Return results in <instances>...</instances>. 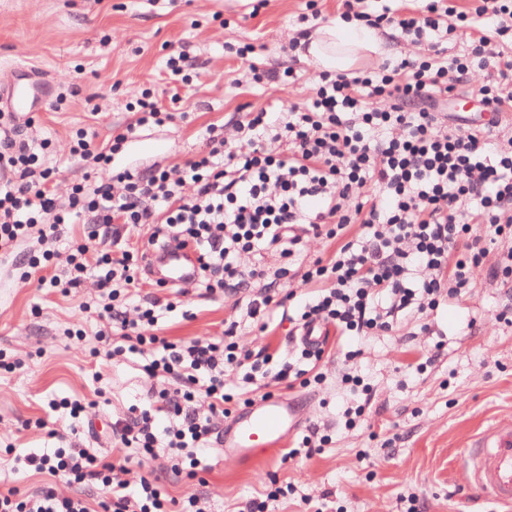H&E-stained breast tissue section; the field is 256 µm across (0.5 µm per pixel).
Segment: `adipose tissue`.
Instances as JSON below:
<instances>
[{
    "label": "adipose tissue",
    "instance_id": "1",
    "mask_svg": "<svg viewBox=\"0 0 512 512\" xmlns=\"http://www.w3.org/2000/svg\"><path fill=\"white\" fill-rule=\"evenodd\" d=\"M307 43L305 56L316 68L339 73L354 71L362 59L383 55L386 45L380 30L339 18L316 27Z\"/></svg>",
    "mask_w": 512,
    "mask_h": 512
}]
</instances>
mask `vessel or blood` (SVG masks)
I'll return each mask as SVG.
<instances>
[{
	"instance_id": "1",
	"label": "vessel or blood",
	"mask_w": 512,
	"mask_h": 512,
	"mask_svg": "<svg viewBox=\"0 0 512 512\" xmlns=\"http://www.w3.org/2000/svg\"><path fill=\"white\" fill-rule=\"evenodd\" d=\"M50 91L42 76L21 73L6 88H0V104L15 117L23 118L38 111ZM146 272L150 278L177 286L196 278L197 264L190 249L172 246L148 253ZM299 426L294 403L280 395L261 397L230 416L220 446L225 456L254 461L284 447ZM467 454L472 485L512 507V426L490 427L472 441Z\"/></svg>"
}]
</instances>
